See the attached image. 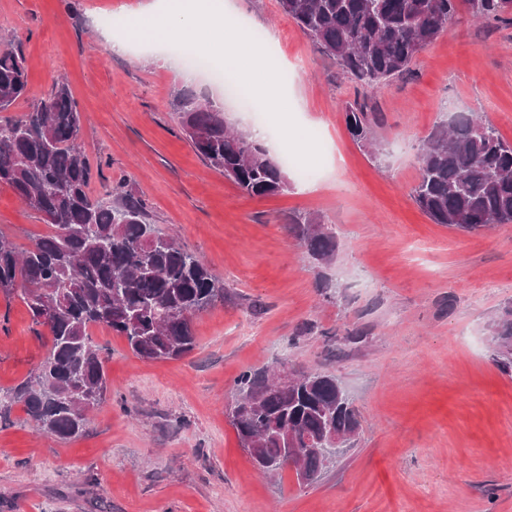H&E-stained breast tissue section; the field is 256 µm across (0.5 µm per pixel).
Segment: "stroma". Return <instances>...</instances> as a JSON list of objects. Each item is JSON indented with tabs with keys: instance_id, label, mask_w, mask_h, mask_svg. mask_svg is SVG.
Wrapping results in <instances>:
<instances>
[{
	"instance_id": "35a3bbf8",
	"label": "stroma",
	"mask_w": 512,
	"mask_h": 512,
	"mask_svg": "<svg viewBox=\"0 0 512 512\" xmlns=\"http://www.w3.org/2000/svg\"><path fill=\"white\" fill-rule=\"evenodd\" d=\"M151 0H0V48L26 60L27 112L65 81L83 115L80 143L98 176L145 198L150 221L202 260L224 286L192 319L188 355L145 362L124 337L96 327L109 352L104 406L83 437L42 433L22 405L0 423V512H512V377L490 355L489 323L512 304V224L463 233L433 223L410 191L419 148L441 113L474 112L512 142V24L479 23L466 7L379 89L352 81L284 16L277 0H231L237 31L281 43L279 88L288 95L289 150L321 164L313 182L243 194L185 139L177 88L223 102L235 129L263 109L271 64L240 52L231 71L250 104L228 98L205 73L185 82L169 48L114 56L98 34L112 14ZM381 114L380 158L350 135L345 112ZM333 225L340 250L326 273L289 236L285 217ZM46 230L41 215L0 186V232L18 246ZM21 298L0 292V389L23 383L47 352ZM363 330L358 342L349 331ZM286 363L334 375L361 429L310 486L294 470L267 478L231 423L235 379Z\"/></svg>"
}]
</instances>
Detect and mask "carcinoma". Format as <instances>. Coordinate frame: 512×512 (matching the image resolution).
Masks as SVG:
<instances>
[{
  "instance_id": "cac0c4a2",
  "label": "carcinoma",
  "mask_w": 512,
  "mask_h": 512,
  "mask_svg": "<svg viewBox=\"0 0 512 512\" xmlns=\"http://www.w3.org/2000/svg\"><path fill=\"white\" fill-rule=\"evenodd\" d=\"M465 3L479 20L512 16V0H278L279 9L358 84L380 88L403 75L415 55L436 41ZM23 55L0 49V112L27 92ZM173 104L195 152L250 197L288 189V176L267 149L224 120V107L192 89ZM378 114L355 105L346 112L352 138L370 149ZM82 114L68 84L17 118L0 119V185L38 212L50 231L19 250L0 237V291L18 293L38 337L48 335L44 360L3 395L19 403L39 430L59 439L83 435L89 413L106 401L105 351L92 337L99 325L126 339L146 362L178 359L196 347L191 319L224 293L211 270L149 222L147 201L117 183L112 201L88 192L94 173L79 145ZM412 195L436 224L478 233L512 223V142L471 112L437 123L419 151ZM288 233L313 263L327 267L339 242L329 224L306 215L285 218ZM491 355L512 375V308L494 321ZM270 370L242 373L231 412L241 446L257 469L287 468L302 486L328 468L317 440L334 432L349 445L359 434V411L335 376L300 374L284 389Z\"/></svg>"
}]
</instances>
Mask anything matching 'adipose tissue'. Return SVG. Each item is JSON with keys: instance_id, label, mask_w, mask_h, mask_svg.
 Masks as SVG:
<instances>
[{"instance_id": "adipose-tissue-1", "label": "adipose tissue", "mask_w": 512, "mask_h": 512, "mask_svg": "<svg viewBox=\"0 0 512 512\" xmlns=\"http://www.w3.org/2000/svg\"><path fill=\"white\" fill-rule=\"evenodd\" d=\"M227 14L224 0H156L147 15L129 23L124 37L103 34L105 48L114 55L127 54L134 45L174 43L193 46L198 31H206L208 46L225 65H235L239 44L224 38Z\"/></svg>"}]
</instances>
